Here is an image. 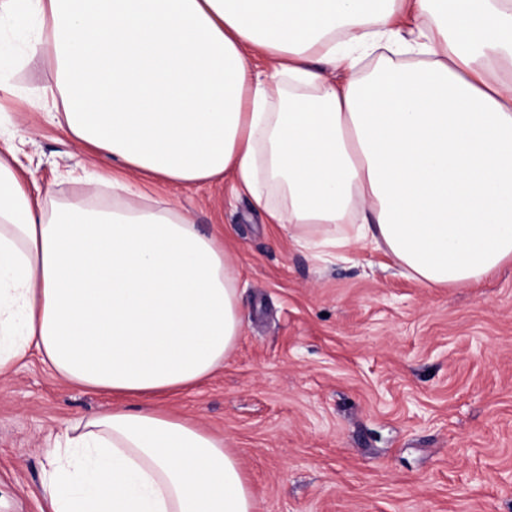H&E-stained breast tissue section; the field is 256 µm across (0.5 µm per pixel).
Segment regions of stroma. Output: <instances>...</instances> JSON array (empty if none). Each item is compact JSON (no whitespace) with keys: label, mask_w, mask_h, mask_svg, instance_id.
I'll use <instances>...</instances> for the list:
<instances>
[{"label":"stroma","mask_w":512,"mask_h":512,"mask_svg":"<svg viewBox=\"0 0 512 512\" xmlns=\"http://www.w3.org/2000/svg\"><path fill=\"white\" fill-rule=\"evenodd\" d=\"M31 129L19 157L48 205L111 202L67 171L85 155L51 123L49 63L15 71ZM224 236L241 334L198 389L161 400L221 435L255 512H512V264L428 288L373 247L320 262L223 185L154 187ZM30 360L0 376V512H40L48 435L111 408Z\"/></svg>","instance_id":"35a3bbf8"}]
</instances>
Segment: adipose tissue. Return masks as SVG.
Instances as JSON below:
<instances>
[{
    "label": "adipose tissue",
    "mask_w": 512,
    "mask_h": 512,
    "mask_svg": "<svg viewBox=\"0 0 512 512\" xmlns=\"http://www.w3.org/2000/svg\"><path fill=\"white\" fill-rule=\"evenodd\" d=\"M35 56L96 167L71 178L112 203L46 208L0 113V374L32 352L119 400L48 439L40 512L255 510L223 437L156 403L242 316L223 242L144 181L227 184L298 246L370 245L429 288L512 261V0H0V95Z\"/></svg>",
    "instance_id": "obj_1"
}]
</instances>
